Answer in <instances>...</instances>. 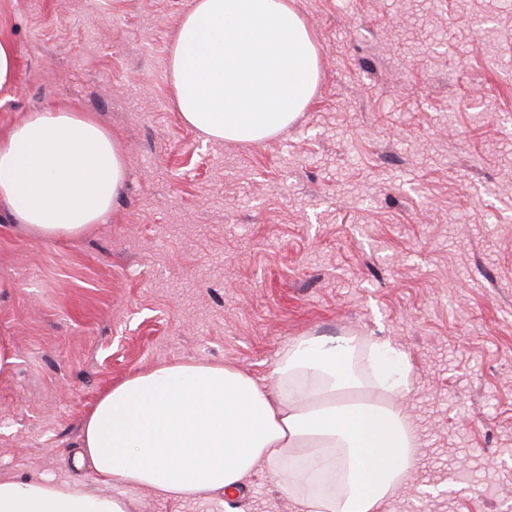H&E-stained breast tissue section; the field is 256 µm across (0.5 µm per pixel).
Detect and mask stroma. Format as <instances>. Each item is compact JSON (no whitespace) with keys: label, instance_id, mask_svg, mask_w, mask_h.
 Masks as SVG:
<instances>
[{"label":"stroma","instance_id":"obj_1","mask_svg":"<svg viewBox=\"0 0 512 512\" xmlns=\"http://www.w3.org/2000/svg\"><path fill=\"white\" fill-rule=\"evenodd\" d=\"M192 0H0L17 53L0 134L74 106L117 137L105 221L40 238L0 211V477L75 469L87 412L135 373L236 366L266 385L302 336L388 341L418 436L387 512H512V0H293L319 54L304 112L204 140L168 77ZM133 512H296L286 469Z\"/></svg>","mask_w":512,"mask_h":512}]
</instances>
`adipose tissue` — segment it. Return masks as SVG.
<instances>
[{
	"label": "adipose tissue",
	"mask_w": 512,
	"mask_h": 512,
	"mask_svg": "<svg viewBox=\"0 0 512 512\" xmlns=\"http://www.w3.org/2000/svg\"><path fill=\"white\" fill-rule=\"evenodd\" d=\"M176 109L204 139L257 143L304 110L318 53L289 0H193L170 47ZM126 178L121 145L97 119L47 107L0 136V210L41 237L103 223ZM353 338L305 336L277 362L275 389L225 365L154 368L112 387L85 415L76 466L101 483L176 499L236 490L259 464L305 460L322 482L300 512H383L406 488L413 427L381 397L409 390L406 355L373 344V380L353 367ZM131 501L41 479H0V512H131Z\"/></svg>",
	"instance_id": "adipose-tissue-1"
}]
</instances>
